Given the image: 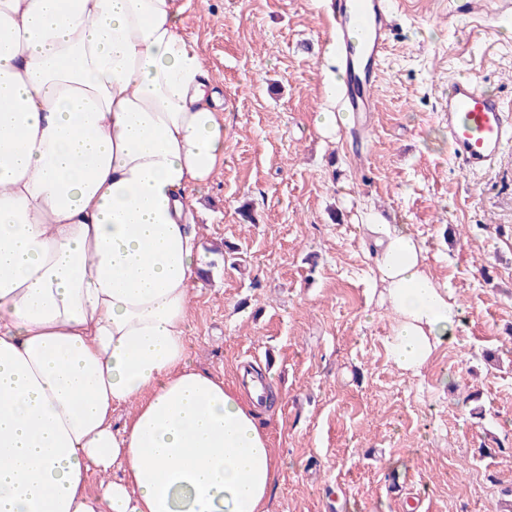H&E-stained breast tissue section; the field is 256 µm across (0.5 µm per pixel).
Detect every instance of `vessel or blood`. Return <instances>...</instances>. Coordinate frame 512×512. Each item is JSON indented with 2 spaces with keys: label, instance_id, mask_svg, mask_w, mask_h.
Instances as JSON below:
<instances>
[{
  "label": "vessel or blood",
  "instance_id": "1",
  "mask_svg": "<svg viewBox=\"0 0 512 512\" xmlns=\"http://www.w3.org/2000/svg\"><path fill=\"white\" fill-rule=\"evenodd\" d=\"M330 54L340 78L341 112L374 111L373 89L393 27L388 0H325ZM446 133L454 158L467 174L492 169L512 148V105L487 93L470 78L448 81Z\"/></svg>",
  "mask_w": 512,
  "mask_h": 512
}]
</instances>
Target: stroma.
Instances as JSON below:
<instances>
[{
  "mask_svg": "<svg viewBox=\"0 0 512 512\" xmlns=\"http://www.w3.org/2000/svg\"><path fill=\"white\" fill-rule=\"evenodd\" d=\"M320 0H190L184 31L223 87L224 165L195 216L208 275L187 361L226 382L265 371L257 407L281 462L268 512H507L512 507V149L462 173L441 110L449 78L512 97L500 0H392L367 139L322 135L334 109ZM250 206L256 221L242 223ZM406 224L461 311L415 373L370 224ZM238 247L237 267L224 263Z\"/></svg>",
  "mask_w": 512,
  "mask_h": 512,
  "instance_id": "obj_1",
  "label": "stroma"
}]
</instances>
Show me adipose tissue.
Masks as SVG:
<instances>
[{
    "mask_svg": "<svg viewBox=\"0 0 512 512\" xmlns=\"http://www.w3.org/2000/svg\"><path fill=\"white\" fill-rule=\"evenodd\" d=\"M185 9L0 0V512H266L253 399L187 362L225 119ZM369 230L391 357L418 371L460 308L408 225Z\"/></svg>",
    "mask_w": 512,
    "mask_h": 512,
    "instance_id": "obj_1",
    "label": "adipose tissue"
}]
</instances>
